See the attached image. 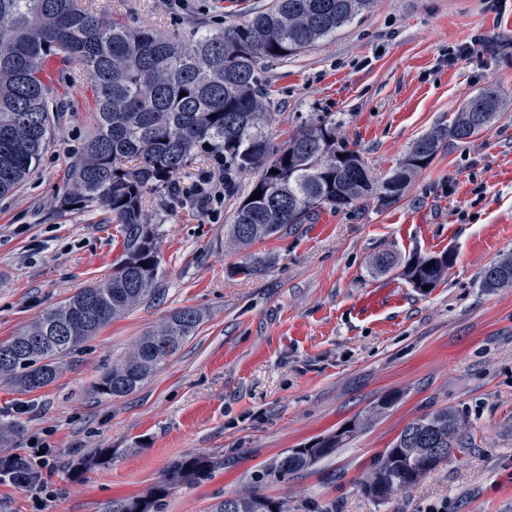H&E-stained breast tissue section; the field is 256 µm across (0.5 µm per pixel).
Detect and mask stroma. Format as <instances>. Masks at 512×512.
<instances>
[{
    "label": "stroma",
    "instance_id": "35a3bbf8",
    "mask_svg": "<svg viewBox=\"0 0 512 512\" xmlns=\"http://www.w3.org/2000/svg\"><path fill=\"white\" fill-rule=\"evenodd\" d=\"M116 19L189 34L243 23L271 0H91ZM496 0H375L335 37L285 61L263 63L273 101L269 133L286 142L325 115L376 177L391 174L413 142L449 124L463 103L494 90L502 109L477 136L442 144L400 199L341 211L233 249L224 242L253 174L207 207L148 195L159 234L156 293L64 358L56 380L33 393L0 377V421L23 427L0 457L36 458L40 485L0 483V512H117L149 495L178 460L211 468L173 486L158 512H212L254 489L286 512H512V287L480 286L491 263L512 256V6ZM468 57L453 56L466 43ZM58 111L37 171L0 197V342L49 307L107 278L123 250L106 212L67 211L56 199L95 130L81 67L52 57L43 73ZM451 252L444 280L421 293L399 273H374L378 253ZM277 264L245 276L251 254ZM202 316L195 334L137 391L97 395L103 373L171 314ZM394 397L361 435L307 470L265 477L283 452L335 433ZM451 407L470 436L414 487L379 503L358 482L411 420ZM112 462L72 472L95 449Z\"/></svg>",
    "mask_w": 512,
    "mask_h": 512
}]
</instances>
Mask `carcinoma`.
<instances>
[{"mask_svg":"<svg viewBox=\"0 0 512 512\" xmlns=\"http://www.w3.org/2000/svg\"><path fill=\"white\" fill-rule=\"evenodd\" d=\"M374 0H274L243 24L166 36L95 13L80 0H0V196L34 173L55 130L53 97L42 80L46 61H76L87 72L96 104L97 129L70 167L69 187L57 200L61 211L105 209L121 225L123 253L112 274L46 309L30 326L0 343V377L34 392L56 378L64 357L112 320L155 294L159 278L158 236L145 210L154 193L174 200L180 171L198 157L233 174L258 177L236 207L224 239L234 248L280 236L307 223L316 211H335L373 199L395 203L407 183L426 168L447 139L466 142L499 112L492 90L471 97L453 121L417 139L387 178L373 176L361 153L337 138L336 117L304 126L287 144L272 142L271 101L260 65L285 60L336 34ZM275 173H270V170ZM261 198L250 200L253 192ZM453 258L447 253L402 259L390 252L372 262L377 273L399 271L419 291L435 287ZM277 263L274 255H250L239 272L254 276ZM512 286V256L487 267L481 287ZM201 315L183 309L142 337L130 355L106 372L97 386L104 396L135 392L167 358L195 335ZM394 399L386 398L308 448L278 457L270 474L282 479L330 456L364 432ZM465 420L444 407L409 422L360 479L362 491L379 502L416 485L463 444ZM211 467L187 457L156 485L150 498L134 499L123 512H153L179 480ZM39 472L26 462L4 466L0 483L34 486ZM213 512H285L283 504L257 491L224 498Z\"/></svg>","mask_w":512,"mask_h":512,"instance_id":"1","label":"carcinoma"}]
</instances>
